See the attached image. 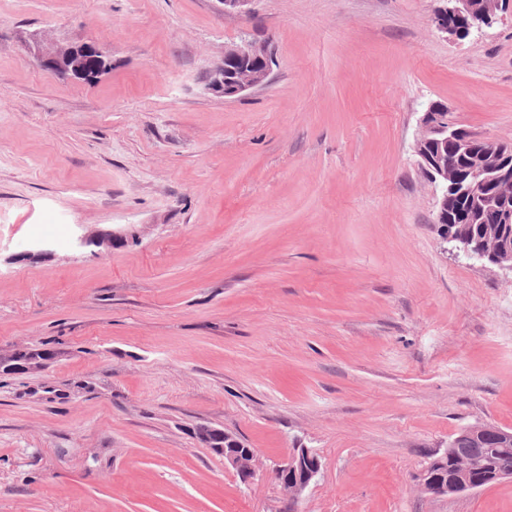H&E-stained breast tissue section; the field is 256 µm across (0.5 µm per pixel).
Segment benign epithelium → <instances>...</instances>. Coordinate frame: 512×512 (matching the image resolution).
Instances as JSON below:
<instances>
[{"mask_svg": "<svg viewBox=\"0 0 512 512\" xmlns=\"http://www.w3.org/2000/svg\"><path fill=\"white\" fill-rule=\"evenodd\" d=\"M499 4L480 7L473 0H446L434 13V26L443 34L458 39L469 37L491 26L497 18ZM40 65L62 77L90 81L103 73L106 61L91 44L74 45L62 49L33 46ZM224 60L237 63L233 69L222 64L208 72L206 86L209 91L224 97L236 96L249 88L262 84L269 76L273 58L266 50L251 44L236 46L224 53ZM421 134L415 141V152L430 180L439 189L436 223L442 238L454 244L464 257L486 261L512 270V233L506 241L491 242L479 234L464 230L463 224H482L491 220L512 229V146L470 134L457 123L450 112H435L428 107L420 119ZM448 143L452 140L468 153L490 152V164L463 167L448 162V152L431 149L433 137ZM118 235L114 232H75L72 244L77 250L89 247H112ZM56 357L51 349L38 348L31 356L16 362V352H0V366H10L22 374L44 371ZM498 437L499 443H484L485 433ZM200 441L224 458L242 477L252 474L255 450L226 430L211 426L197 427ZM456 462V470L449 475L442 470L426 468L420 476L423 492L432 496L453 495L477 490L512 479V430L493 425H473L459 434L448 449ZM321 462L317 454L307 448L294 451L274 470V479L282 492L293 499L298 497L319 474Z\"/></svg>", "mask_w": 512, "mask_h": 512, "instance_id": "7a95c632", "label": "benign epithelium"}]
</instances>
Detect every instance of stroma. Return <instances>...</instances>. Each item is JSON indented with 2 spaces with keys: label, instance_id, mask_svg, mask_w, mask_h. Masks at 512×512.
Instances as JSON below:
<instances>
[{
  "label": "stroma",
  "instance_id": "35a3bbf8",
  "mask_svg": "<svg viewBox=\"0 0 512 512\" xmlns=\"http://www.w3.org/2000/svg\"><path fill=\"white\" fill-rule=\"evenodd\" d=\"M439 5L0 0V349L57 353L0 376V512H512L510 480L417 482L462 428L512 429V270L452 253L414 152L433 101L512 143V0L463 40ZM39 37L112 67L61 77ZM247 41L266 81L207 90ZM80 224L121 238L76 250ZM297 448L323 471L292 503ZM200 441L224 458V463L234 467L243 478L252 474L255 458L254 448L246 447L243 442L223 428L200 425L197 427ZM321 462L308 448H297L287 460L274 470V479L282 492L293 499L298 497L319 474Z\"/></svg>",
  "mask_w": 512,
  "mask_h": 512
}]
</instances>
